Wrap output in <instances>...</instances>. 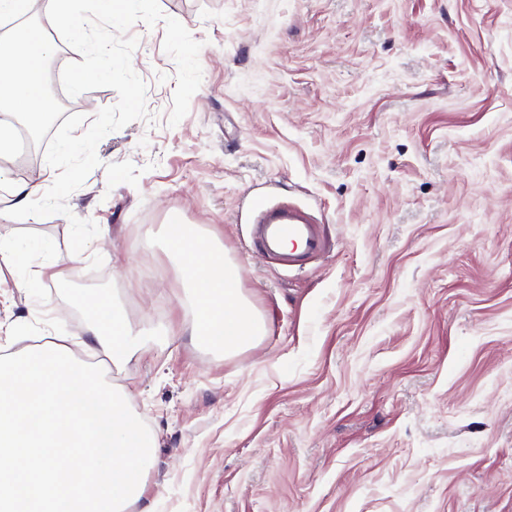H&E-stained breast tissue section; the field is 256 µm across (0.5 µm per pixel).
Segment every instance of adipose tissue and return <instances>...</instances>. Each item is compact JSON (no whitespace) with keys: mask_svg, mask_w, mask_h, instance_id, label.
<instances>
[{"mask_svg":"<svg viewBox=\"0 0 512 512\" xmlns=\"http://www.w3.org/2000/svg\"><path fill=\"white\" fill-rule=\"evenodd\" d=\"M30 6L31 0H0V18L17 21L9 35L0 39V112L14 116L39 115L53 108L43 86L45 64L54 46L37 27L21 24ZM169 247L180 259L185 303L193 310L185 332L227 353L250 345L263 334V321L242 294L238 268L225 258L223 248L180 225L174 226ZM32 265L39 278L60 281L61 274L48 257L0 235V268L10 270L15 288H31L24 271ZM84 332L85 347L110 349L116 365L145 340L144 332L134 330L121 308L108 299L93 305Z\"/></svg>","mask_w":512,"mask_h":512,"instance_id":"1","label":"adipose tissue"}]
</instances>
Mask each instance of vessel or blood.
<instances>
[{"instance_id":"vessel-or-blood-1","label":"vessel or blood","mask_w":512,"mask_h":512,"mask_svg":"<svg viewBox=\"0 0 512 512\" xmlns=\"http://www.w3.org/2000/svg\"><path fill=\"white\" fill-rule=\"evenodd\" d=\"M251 209L249 247L276 264L300 270L327 252L324 226L307 207L258 196Z\"/></svg>"}]
</instances>
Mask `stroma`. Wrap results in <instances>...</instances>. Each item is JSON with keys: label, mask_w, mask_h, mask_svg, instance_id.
I'll return each mask as SVG.
<instances>
[{"label": "stroma", "mask_w": 512, "mask_h": 512, "mask_svg": "<svg viewBox=\"0 0 512 512\" xmlns=\"http://www.w3.org/2000/svg\"><path fill=\"white\" fill-rule=\"evenodd\" d=\"M159 4L203 44L189 112L168 126L164 26L134 24L149 120L99 142L69 215H0L79 282L0 273V332L82 355L100 297L162 328L89 358L156 437V512H512V0ZM23 125L0 168L52 184L55 129ZM262 191L312 206L330 255L298 272L248 253ZM73 215L108 227L80 261ZM173 216L237 264L265 326L250 346L182 331Z\"/></svg>", "instance_id": "stroma-1"}]
</instances>
